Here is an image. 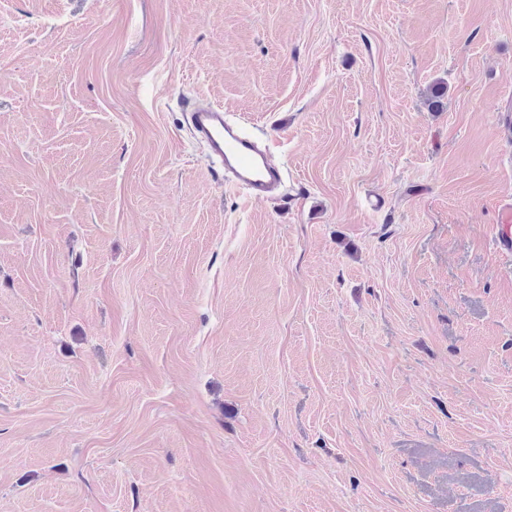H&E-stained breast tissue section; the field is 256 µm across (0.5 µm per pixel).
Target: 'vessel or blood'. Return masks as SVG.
<instances>
[{"mask_svg":"<svg viewBox=\"0 0 512 512\" xmlns=\"http://www.w3.org/2000/svg\"><path fill=\"white\" fill-rule=\"evenodd\" d=\"M183 109L193 135L205 143L213 166L229 173L228 185L245 201L267 197L281 181V169L272 162L267 144L227 117L223 107L191 99ZM497 253L512 257V196L502 199L496 210Z\"/></svg>","mask_w":512,"mask_h":512,"instance_id":"vessel-or-blood-1","label":"vessel or blood"}]
</instances>
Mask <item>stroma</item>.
Returning a JSON list of instances; mask_svg holds the SVG:
<instances>
[{"mask_svg": "<svg viewBox=\"0 0 512 512\" xmlns=\"http://www.w3.org/2000/svg\"><path fill=\"white\" fill-rule=\"evenodd\" d=\"M510 98L512 0H0V512H512ZM193 135L205 143L214 170L231 174L228 186L247 201L267 197L281 181L267 144L227 117L222 106L191 99L183 103ZM497 233L493 239L495 250L504 257H512V196L502 199L496 210Z\"/></svg>", "mask_w": 512, "mask_h": 512, "instance_id": "obj_1", "label": "stroma"}]
</instances>
